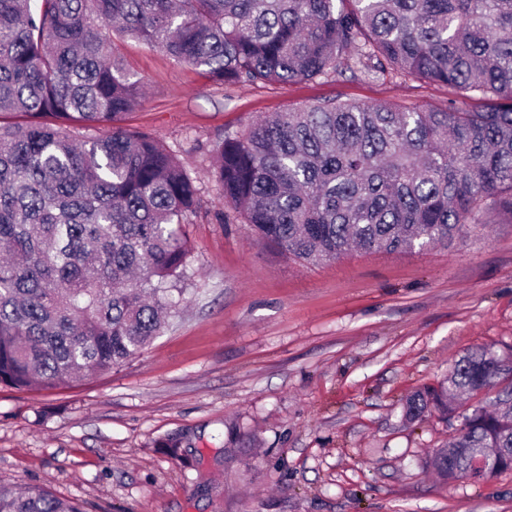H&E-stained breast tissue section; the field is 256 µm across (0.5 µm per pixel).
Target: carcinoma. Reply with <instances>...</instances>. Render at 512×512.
Here are the masks:
<instances>
[{
    "label": "carcinoma",
    "instance_id": "1",
    "mask_svg": "<svg viewBox=\"0 0 512 512\" xmlns=\"http://www.w3.org/2000/svg\"><path fill=\"white\" fill-rule=\"evenodd\" d=\"M142 41L219 86L388 70L455 91L429 111L340 98L220 139L212 174L255 235L316 263L354 250L449 245L491 210L512 217V0H0V384L54 389L119 368L185 300V217L199 188L157 136L121 126L144 102L114 38ZM492 397L436 453L512 448V349L481 346L404 417ZM0 512H83L0 484Z\"/></svg>",
    "mask_w": 512,
    "mask_h": 512
}]
</instances>
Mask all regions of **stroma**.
<instances>
[{
	"label": "stroma",
	"instance_id": "stroma-1",
	"mask_svg": "<svg viewBox=\"0 0 512 512\" xmlns=\"http://www.w3.org/2000/svg\"><path fill=\"white\" fill-rule=\"evenodd\" d=\"M116 50L145 93L127 126L199 179L188 302L123 367L0 385V483L85 512H512V471L436 479L460 419L401 412L471 348H512V223L489 212L448 246L308 264L258 240L209 173L211 145L257 118L335 97L441 111L452 90L349 72L223 88L145 43Z\"/></svg>",
	"mask_w": 512,
	"mask_h": 512
}]
</instances>
